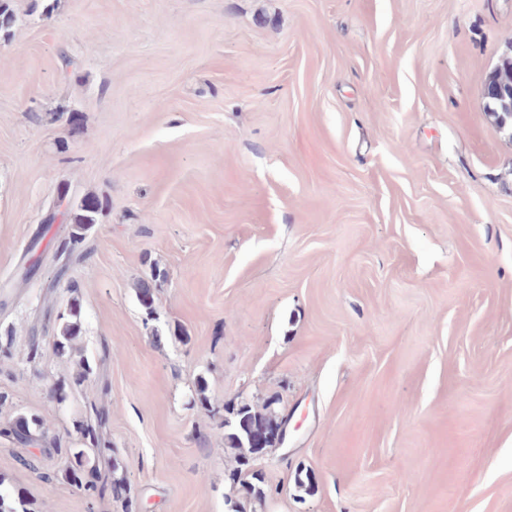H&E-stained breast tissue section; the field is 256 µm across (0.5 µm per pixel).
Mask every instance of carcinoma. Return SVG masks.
<instances>
[{
    "instance_id": "cac0c4a2",
    "label": "carcinoma",
    "mask_w": 512,
    "mask_h": 512,
    "mask_svg": "<svg viewBox=\"0 0 512 512\" xmlns=\"http://www.w3.org/2000/svg\"><path fill=\"white\" fill-rule=\"evenodd\" d=\"M17 21L16 14L9 4V0H0V34L10 35ZM484 96L487 99V110L495 119L497 125L512 131V55L503 56L500 65L487 77ZM100 209L99 202L94 198L84 200L78 210L72 214L70 223L74 224V242L82 240V231L86 226L96 223V214ZM230 418L225 420L224 426L228 427L224 434V441L229 448L235 451L238 467L233 471L232 482L241 483L243 478L250 481L245 483L248 493L255 499L266 497L265 480L261 471L254 469L255 457L266 453L271 448L278 447L274 431L282 422V418L268 403L262 409H255L246 401L238 405L225 408ZM3 434L15 439L19 443L31 440L30 422L24 417L17 418ZM90 459L85 449L71 450L64 460V474L66 478L87 467ZM84 490L90 495L99 497L112 492L120 496L124 492L123 485L115 481L86 483Z\"/></svg>"
}]
</instances>
